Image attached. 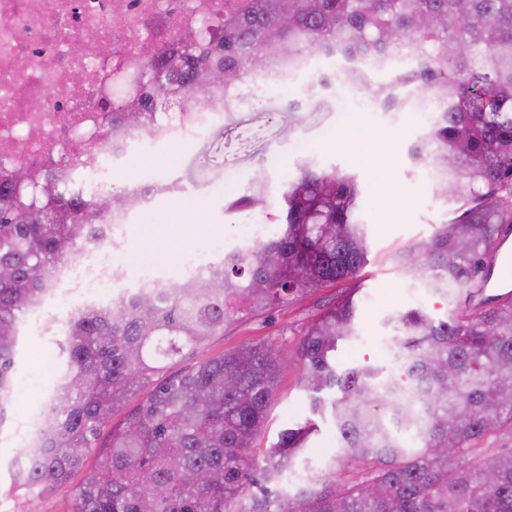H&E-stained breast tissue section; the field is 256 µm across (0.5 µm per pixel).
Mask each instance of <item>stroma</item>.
Masks as SVG:
<instances>
[{
	"label": "stroma",
	"mask_w": 512,
	"mask_h": 512,
	"mask_svg": "<svg viewBox=\"0 0 512 512\" xmlns=\"http://www.w3.org/2000/svg\"><path fill=\"white\" fill-rule=\"evenodd\" d=\"M285 91L264 92L259 105L237 112L224 127L210 125L178 152L168 145H147L145 157H133L114 169L115 184L178 179L182 192L157 200L151 213L128 225L119 242L120 258L129 269L152 267L177 274L187 250H203L218 244L233 245L236 213L228 211L233 199L246 193L250 180L263 175L268 185L267 202L276 207L296 164L311 158L353 174L361 188V218L368 231V263L355 279L324 285L299 296L271 313L246 317L225 326L201 347L164 371L171 377L198 362L249 342L276 340L287 363L281 371L268 410L258 448L269 447L287 425L315 419L320 427L308 456L314 468L325 469L329 478L349 481L360 477L357 469L335 466L340 437L330 414H313L301 387L303 368L296 357L299 341L309 324L345 296L359 304L358 337L339 343L336 369L366 365L389 367L376 340L389 337L388 314L414 304L410 282L393 264V254L405 245L427 239L453 212L433 189L423 166L410 164L407 149L420 134L414 113L352 112L341 94L313 88L301 106L289 110ZM405 198L404 215L392 209L394 198ZM156 224H171L185 236L187 248L156 252L144 242ZM54 341L26 325L14 368L15 377L40 375L38 353L54 349ZM50 396L41 383L13 391L8 400V421L0 430V483L9 484L7 465L18 449L14 430L31 412H45ZM84 478L74 472L67 481L34 494H0V512H65Z\"/></svg>",
	"instance_id": "35a3bbf8"
}]
</instances>
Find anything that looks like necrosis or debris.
Returning <instances> with one entry per match:
<instances>
[{"label": "necrosis or debris", "instance_id": "necrosis-or-debris-1", "mask_svg": "<svg viewBox=\"0 0 512 512\" xmlns=\"http://www.w3.org/2000/svg\"><path fill=\"white\" fill-rule=\"evenodd\" d=\"M223 17L224 0H0V178L54 167L84 196L111 190V176L85 159L122 164L135 150V138L114 136L112 104L138 94L146 61L202 19ZM90 32L97 42L85 43ZM79 42L83 54H72ZM62 112L67 122H58ZM154 201L142 196L136 212L113 214L99 239L55 269L33 310L37 326L53 328L133 287H166L155 269L133 277L112 261L126 224Z\"/></svg>", "mask_w": 512, "mask_h": 512}]
</instances>
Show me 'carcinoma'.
Wrapping results in <instances>:
<instances>
[{
  "instance_id": "1",
  "label": "carcinoma",
  "mask_w": 512,
  "mask_h": 512,
  "mask_svg": "<svg viewBox=\"0 0 512 512\" xmlns=\"http://www.w3.org/2000/svg\"><path fill=\"white\" fill-rule=\"evenodd\" d=\"M315 55L340 59L336 83L363 86L386 112L429 103L409 158L431 167L454 217L393 260L428 292L470 303L471 286L490 273L498 226L512 224V0H224V36L189 32L148 60L144 96L113 106L112 127L147 139L158 106L174 95L184 111L206 112L217 92L305 68ZM211 72L226 77L195 92ZM44 180L55 183L45 203L21 197L41 193L27 175L0 184V428L21 324L50 274L105 231L111 212L138 202L110 194L112 211L99 212L102 197L58 184L53 170ZM266 195L257 177L228 205L269 213L279 228L266 239L234 247L203 276L69 319L48 430L13 460L7 492L62 483L92 451L70 512H512V448L480 447L512 426V297L446 320L422 305L391 316L399 375L374 366L336 374L338 342L358 331L352 299L311 322L297 349L302 388L313 412L330 408L339 462L363 468L356 481L331 483L311 470V423L282 431L257 457L281 369L275 342L246 343L159 378L226 324L353 279L368 263L352 174L306 159L279 213L268 212ZM404 385L415 387L417 407L398 397ZM332 389L339 396L328 401ZM298 470L307 476L293 493L267 495V485Z\"/></svg>"
}]
</instances>
